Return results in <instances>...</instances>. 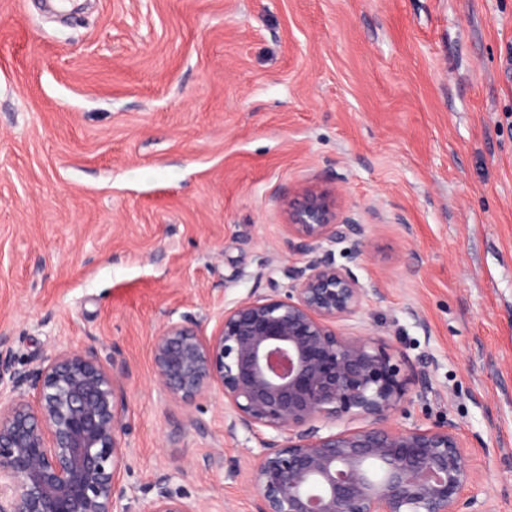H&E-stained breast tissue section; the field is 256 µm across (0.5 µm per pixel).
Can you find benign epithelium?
Returning <instances> with one entry per match:
<instances>
[{"mask_svg":"<svg viewBox=\"0 0 512 512\" xmlns=\"http://www.w3.org/2000/svg\"><path fill=\"white\" fill-rule=\"evenodd\" d=\"M288 247L304 256L288 268L286 291L235 303L207 336L168 324L153 346L160 387L185 404L215 388L227 432L265 429L251 482L257 512H469L477 478L457 427L384 424L423 398L428 373L371 336L336 325L362 307L367 289L352 270L366 253L336 264L333 245L358 224H341L335 201L309 188L288 202ZM0 336V512H129L124 375L93 348L15 367ZM368 424L320 433L321 421ZM146 512H204L155 484Z\"/></svg>","mask_w":512,"mask_h":512,"instance_id":"obj_1","label":"benign epithelium"}]
</instances>
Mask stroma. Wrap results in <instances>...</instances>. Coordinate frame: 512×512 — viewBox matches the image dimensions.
Listing matches in <instances>:
<instances>
[{
	"label": "stroma",
	"instance_id": "obj_1",
	"mask_svg": "<svg viewBox=\"0 0 512 512\" xmlns=\"http://www.w3.org/2000/svg\"><path fill=\"white\" fill-rule=\"evenodd\" d=\"M360 225L340 323L428 371L389 424L453 420L477 512H512V0H0V336L17 367L95 348L126 373L124 483L256 512L267 431L155 378L172 321L288 285L287 202Z\"/></svg>",
	"mask_w": 512,
	"mask_h": 512
}]
</instances>
